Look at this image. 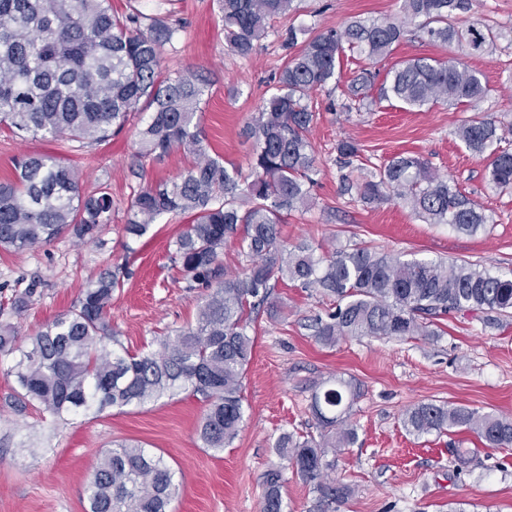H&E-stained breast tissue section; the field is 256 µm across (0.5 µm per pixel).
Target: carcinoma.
I'll return each instance as SVG.
<instances>
[{
  "instance_id": "cac0c4a2",
  "label": "carcinoma",
  "mask_w": 512,
  "mask_h": 512,
  "mask_svg": "<svg viewBox=\"0 0 512 512\" xmlns=\"http://www.w3.org/2000/svg\"><path fill=\"white\" fill-rule=\"evenodd\" d=\"M294 0H217L224 48L247 57L264 39L270 22L291 10ZM392 20L357 19L341 30L306 35L290 27L285 47L299 50L276 76L274 90L247 125L253 140L251 171L242 177L203 145L197 114L209 83L191 71L170 73L167 48L179 26L168 16L114 13L110 0H0V125L33 138H61L88 146L122 133L138 112H151L138 131V156L161 161L175 149L196 156L171 183L133 189L126 234L140 238L161 217L176 213L187 227L175 241L185 278L206 289L195 323L156 340L157 349L132 354L112 328L116 274L106 272L82 292L76 308L28 337V350L10 368L23 398L54 417L144 406L185 391L202 395L203 447L224 451L238 436L244 411L241 379L255 344L253 317L276 283L288 280L333 299L328 320H316L315 337L332 346L345 338L413 339L435 335L434 326L452 313H512V279L470 263L403 259L367 246L302 242L287 246L284 216L312 205L317 159L307 138L316 119L311 94L336 79L344 48L379 62L412 32L465 52L480 51L502 33L473 23L454 24L472 0H398ZM376 74L365 69L348 84V98L364 106ZM489 88L459 57H416L393 68L378 88V101L408 110L439 102L477 103ZM456 134L486 160L485 178L496 189L512 185V150L501 146L496 120L474 117ZM347 166L362 153L352 140L336 146ZM14 179L0 182V247L15 250L47 243L66 231L82 241L97 238L111 222L112 196L105 186L84 194L74 167L49 155L15 160ZM363 202L379 203L391 193L427 224H449L474 234L487 223L482 209L418 157L398 155L346 189ZM237 240L246 266L224 268L221 255ZM359 391L342 378L318 388L311 409L320 438L283 433L274 448L313 484L328 506L351 493L328 479L329 452L354 443L346 423ZM402 428L410 435L471 431L495 448L512 446V419L454 403H420L406 410ZM281 472L264 476L262 512H283ZM177 473L139 443H122L100 454L85 486L87 512H169L178 495Z\"/></svg>"
}]
</instances>
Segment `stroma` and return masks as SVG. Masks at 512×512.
I'll return each instance as SVG.
<instances>
[{
	"instance_id": "1",
	"label": "stroma",
	"mask_w": 512,
	"mask_h": 512,
	"mask_svg": "<svg viewBox=\"0 0 512 512\" xmlns=\"http://www.w3.org/2000/svg\"><path fill=\"white\" fill-rule=\"evenodd\" d=\"M171 9L184 28L168 49L166 64L209 78L200 114L204 143L210 155L244 171L252 149L246 126L291 56L282 32L291 26L318 31L343 28L355 18H391L398 2L294 0L291 11L272 21L246 58L225 53L215 0H172ZM475 20L502 33L493 46L466 58L490 89L476 105L437 104L414 112L385 101L369 110L346 111V86L359 70L375 67L384 75L406 60H444L453 50L417 32L377 64L343 54L338 80L316 94L319 108L310 132L318 161L314 204L288 214L285 241L326 244L334 239L405 259L467 262L495 276H512V189L489 186L484 161L455 135L461 121L488 114L507 129L506 144L512 148V0H472L471 11L456 23L465 27ZM147 119V114L135 115L122 134L91 147L23 139L0 129V182L13 179L16 157L51 154L79 171L83 192L107 184L113 202L112 221L96 240L80 243L67 232L24 250L0 248V323L14 326L17 346L26 347L30 334L72 310L82 289L107 270L119 273L112 325L130 352L154 349L157 337L195 321L204 291L188 287L172 261L183 219H162L140 238L124 231L132 187L176 179L194 161L177 150L133 177L137 131ZM345 138L377 165L399 154L423 158L483 208L485 229L466 235L447 224L424 223L394 198L363 203L356 191L345 190L336 163V146ZM31 286L36 292L29 304L15 311L14 298ZM271 300L278 312L257 318L255 348L242 379V429L219 454L203 448L198 438L205 409L201 396L188 391L144 407L56 419L34 402L17 409L19 386L9 373L17 356L0 352V512H85L83 488L93 463L101 451L124 442L144 444L178 472L180 490L172 512H260L263 476L281 467L275 440L285 432L320 435L311 396L337 378L360 390L348 418L358 441L337 453L331 473L352 492L321 510L312 483L282 468L284 512H512V447H490L466 431L412 436L400 423L408 408L424 402L463 404L512 418V316L489 323L451 315L436 336L350 338L326 346L316 340L313 323L327 316L329 300L289 282L278 284ZM455 448L468 450L475 466L456 470L451 462Z\"/></svg>"
}]
</instances>
